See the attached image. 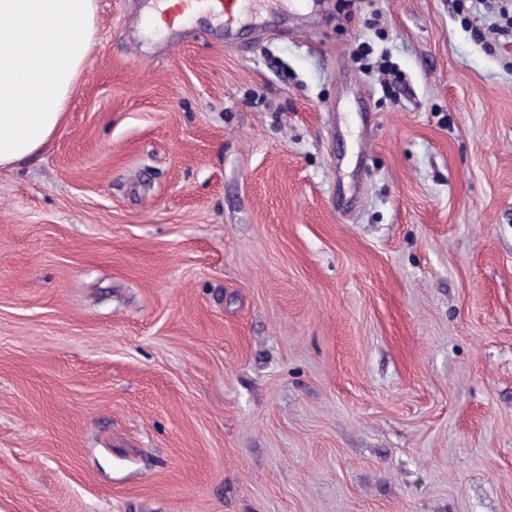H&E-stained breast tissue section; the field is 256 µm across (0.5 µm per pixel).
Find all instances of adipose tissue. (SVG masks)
Listing matches in <instances>:
<instances>
[{
    "label": "adipose tissue",
    "instance_id": "ef3b65f1",
    "mask_svg": "<svg viewBox=\"0 0 512 512\" xmlns=\"http://www.w3.org/2000/svg\"><path fill=\"white\" fill-rule=\"evenodd\" d=\"M96 27L95 0H0V170L49 147Z\"/></svg>",
    "mask_w": 512,
    "mask_h": 512
}]
</instances>
